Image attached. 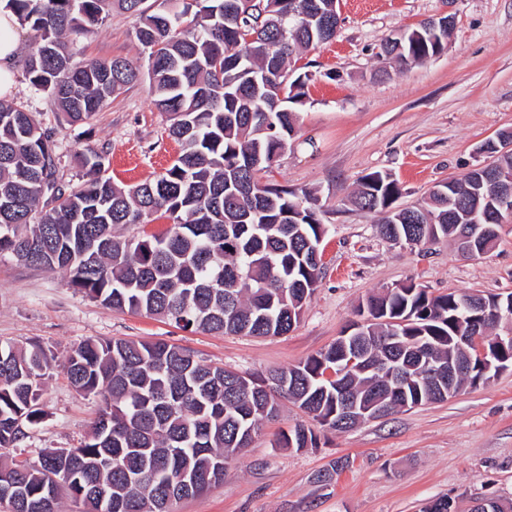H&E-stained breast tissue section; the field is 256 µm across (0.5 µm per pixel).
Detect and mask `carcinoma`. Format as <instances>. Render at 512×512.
<instances>
[{
    "label": "carcinoma",
    "instance_id": "carcinoma-1",
    "mask_svg": "<svg viewBox=\"0 0 512 512\" xmlns=\"http://www.w3.org/2000/svg\"><path fill=\"white\" fill-rule=\"evenodd\" d=\"M233 0H9L31 38L24 76L46 93L71 124H85L112 96L147 76L152 102L167 115L179 152L165 173L134 186L105 175L107 155L86 149L92 177L58 181L52 132L31 112L0 98V255L59 269L91 300L161 317L182 330L266 337L288 334L313 296L321 274L325 226L317 199L274 185L258 174L271 167L297 129L305 81L291 64L304 50L336 37V0H255L239 21H226ZM135 15V37L148 51L147 71L134 60L76 59L72 46L104 24L112 5ZM438 27L407 31L381 55L401 66L421 63L447 44ZM284 101L276 110L278 94ZM454 194L465 205L448 214V186L437 184L424 206L401 208L400 187L388 173L364 176L351 201L378 216L387 240L454 239L472 211L495 204L492 191L469 173ZM171 221L161 235L122 238L126 224ZM105 244L96 266L78 262V244ZM455 291L431 296L411 282L366 300L367 316L348 347L372 345L374 363L410 376L403 390L383 375L348 370L332 377L336 346L287 369L243 375L162 341L90 339L65 362L68 380L104 405L75 448H50L34 461L0 458V486L20 494L6 512H60L62 496L76 512H169L180 501L224 481L226 462L250 447L281 398L329 430H347L339 406H375L385 415L437 401L448 385L425 376L427 364L465 357L458 337L469 332ZM399 336V344L374 343ZM54 356L39 343L0 344V450L28 437ZM482 377L478 363L455 390ZM303 424L278 434L281 448L313 447ZM71 482L57 484L58 471ZM105 488L110 498L100 501Z\"/></svg>",
    "mask_w": 512,
    "mask_h": 512
}]
</instances>
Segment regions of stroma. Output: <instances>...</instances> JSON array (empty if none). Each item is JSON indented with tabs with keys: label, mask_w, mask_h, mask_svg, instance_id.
I'll list each match as a JSON object with an SVG mask.
<instances>
[{
	"label": "stroma",
	"mask_w": 512,
	"mask_h": 512,
	"mask_svg": "<svg viewBox=\"0 0 512 512\" xmlns=\"http://www.w3.org/2000/svg\"><path fill=\"white\" fill-rule=\"evenodd\" d=\"M446 12L455 24L442 53L405 68L380 57L386 37ZM339 14L335 39L296 63L298 73L310 76L298 132L261 177L312 192L326 227L324 268L297 325L265 338L184 331L92 301L70 286L66 272L0 255V343L37 342L55 357L40 400L43 416L7 457L34 460L43 449L84 440L101 401L72 388L64 360L88 339L161 340L224 368L262 375L328 348L357 321L360 304L387 288L412 281L435 295L512 293V223L501 226L492 251L466 257L446 241L423 249L391 244L375 217L349 202L358 181L375 171L397 180L403 207L486 163L481 145L512 130V0H339ZM137 24L113 9L75 49L86 57L145 60ZM15 81L12 101L54 134L63 181L81 176L75 155L88 147L107 152L109 175L125 185L164 172L179 151L147 82L107 101L86 132L65 124L24 75ZM308 421L284 404L251 447L228 461L222 483L174 502L172 512H422L441 497L468 512L482 498L512 502V369L444 402L345 432L318 430L313 448L275 447L279 431Z\"/></svg>",
	"instance_id": "obj_1"
}]
</instances>
